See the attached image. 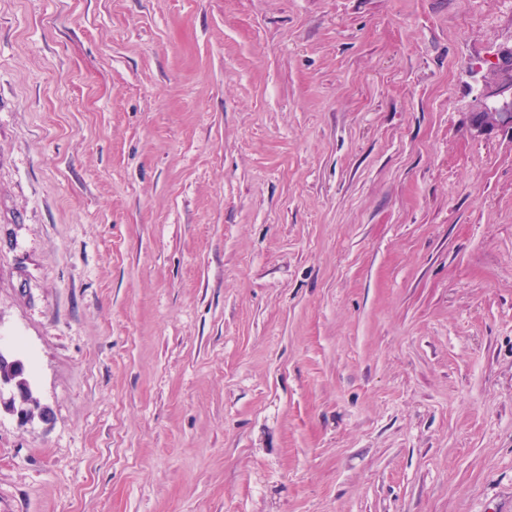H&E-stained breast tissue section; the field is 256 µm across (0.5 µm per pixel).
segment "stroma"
<instances>
[{
    "mask_svg": "<svg viewBox=\"0 0 512 512\" xmlns=\"http://www.w3.org/2000/svg\"><path fill=\"white\" fill-rule=\"evenodd\" d=\"M512 0H0V512H512ZM512 45L503 47L496 55L490 72L484 78L486 95L498 103L496 112L485 121L474 119L475 127L480 131L499 129L512 131V84L502 76L511 72ZM8 362H0V374L4 376L0 375V408L16 416L19 423L30 421L36 410L40 409V412L45 414V407L40 406L39 400L35 396L25 401L19 381H15L21 380V383L30 385L24 363L19 376L17 371ZM6 377H13L15 380Z\"/></svg>",
    "mask_w": 512,
    "mask_h": 512,
    "instance_id": "35a3bbf8",
    "label": "stroma"
}]
</instances>
